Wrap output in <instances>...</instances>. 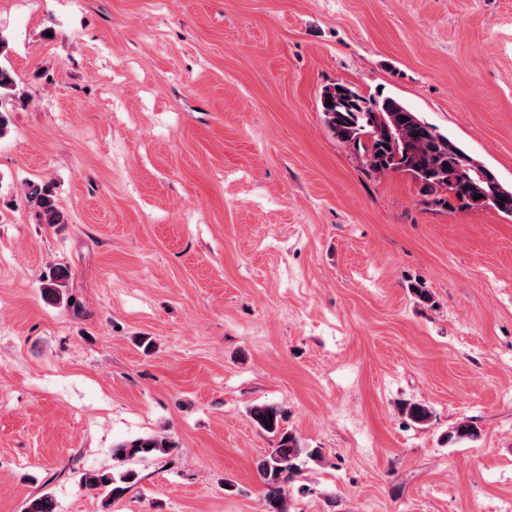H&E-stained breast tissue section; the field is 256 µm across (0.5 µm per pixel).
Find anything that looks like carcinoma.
Here are the masks:
<instances>
[{
	"label": "carcinoma",
	"instance_id": "obj_1",
	"mask_svg": "<svg viewBox=\"0 0 512 512\" xmlns=\"http://www.w3.org/2000/svg\"><path fill=\"white\" fill-rule=\"evenodd\" d=\"M27 97L18 89L13 69L0 64V97ZM332 105H327V102ZM323 123L330 134L348 146L365 168L376 174L397 172L410 176L420 187L424 203L448 209L459 202L466 207H488L512 218V187L503 186L496 173L478 158L464 150L455 140L442 133L437 126L413 111L401 99L379 93L362 95L353 85L336 82L324 86L319 97ZM407 120H402V117ZM480 199H474V196ZM25 199L41 224L55 226L67 223L58 208L54 192L46 183L27 185ZM70 278L66 268L50 271L43 292L55 302L77 306L74 297L63 294ZM401 413L415 424H425L432 416L430 409L418 402H405ZM249 417L255 427L273 441L270 451L256 463V470L264 493L267 512H289L288 484L301 470L306 459L320 461L318 448L305 447L299 437L283 427L284 411L276 404L254 405ZM481 431L476 423L461 419L448 427L445 439L458 444L479 439ZM170 448L167 438L158 435L127 440L116 444L112 455L118 462L138 457L165 455ZM137 479V472L125 469L117 473L93 471L85 482L93 490L100 489L112 501L121 498L129 484ZM57 503L49 494L29 499L23 512H56Z\"/></svg>",
	"mask_w": 512,
	"mask_h": 512
}]
</instances>
